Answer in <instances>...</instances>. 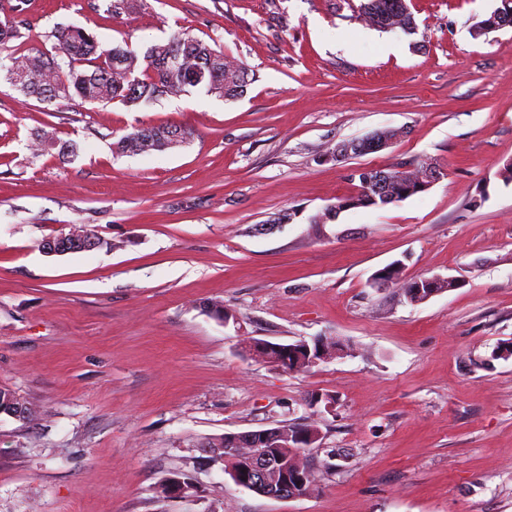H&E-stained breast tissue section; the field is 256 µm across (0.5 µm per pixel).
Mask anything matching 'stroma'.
Here are the masks:
<instances>
[{"label":"stroma","instance_id":"obj_1","mask_svg":"<svg viewBox=\"0 0 512 512\" xmlns=\"http://www.w3.org/2000/svg\"><path fill=\"white\" fill-rule=\"evenodd\" d=\"M110 2L31 0L23 48L54 53L60 23L104 49L184 32L255 78L136 109L0 77V389L31 409L0 416V512H512V29L471 34L499 0H407L411 35L335 0H139L116 18ZM165 125L190 142L113 153ZM388 127L406 131L391 148L322 158ZM40 131L78 156L33 153ZM427 162L445 171L427 191L313 223L356 192L353 170ZM78 225L106 247L42 252ZM394 262L459 286L420 304L372 287ZM249 338L348 352L288 373ZM279 424L321 436L296 499L237 486L197 448ZM175 472L194 495H160Z\"/></svg>","mask_w":512,"mask_h":512}]
</instances>
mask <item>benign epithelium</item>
Here are the masks:
<instances>
[{"label":"benign epithelium","mask_w":512,"mask_h":512,"mask_svg":"<svg viewBox=\"0 0 512 512\" xmlns=\"http://www.w3.org/2000/svg\"><path fill=\"white\" fill-rule=\"evenodd\" d=\"M403 134L402 129L387 128L346 140L336 144L334 152L325 154L324 159L339 161L366 151L379 152L393 146ZM365 176L366 184L374 186L377 191L384 190V199H397V194L391 189L393 178L390 173L369 169L365 171ZM442 176V169L435 163H429L424 170L415 172V177L423 182L426 189ZM98 244V235L85 228L78 232H65L57 238H47L41 243V249L50 256L65 255L93 250ZM244 348L252 357L274 366L281 365L290 357L295 359L303 352L305 358L301 363L308 368L343 353L340 345L327 340L315 341L313 350L307 344L302 348L288 343L271 345L259 339L247 340ZM3 413L24 419L28 415V407L14 393L1 392L0 414ZM319 439V432L313 428L303 437L286 424L258 431L226 433L224 443L235 447V456L225 457L224 473L238 486L258 495L274 499L297 498L299 493L294 486L304 485V475L309 470L308 459L298 448H311Z\"/></svg>","instance_id":"7a95c632"}]
</instances>
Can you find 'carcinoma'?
Here are the masks:
<instances>
[{
	"mask_svg": "<svg viewBox=\"0 0 512 512\" xmlns=\"http://www.w3.org/2000/svg\"><path fill=\"white\" fill-rule=\"evenodd\" d=\"M29 0H12L10 18L0 20V45L26 37ZM367 16L366 25L378 30L395 17L405 15L403 0H366L357 18ZM60 58L48 57L28 49L0 61L4 78L22 93L43 100L71 99L75 96L90 103L120 102L126 106H146L159 99L179 95L201 77L211 95L232 99L244 93L253 80L248 67L203 41L177 33L167 42L155 44L140 54L131 46L99 49L93 33L84 28L62 25L55 29ZM178 66L171 67V57ZM187 138L190 133L176 126L140 127L122 136L114 148L119 153L136 154L146 148L160 150L172 133ZM390 202L372 187L359 185L353 196L340 198L326 208L328 219L350 208L386 207Z\"/></svg>",
	"mask_w": 512,
	"mask_h": 512,
	"instance_id": "obj_1",
	"label": "carcinoma"
}]
</instances>
